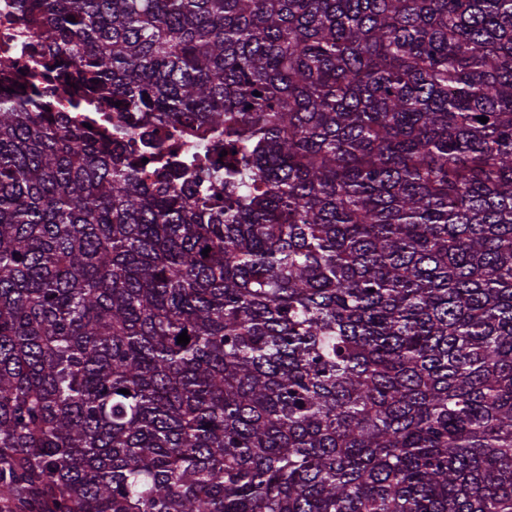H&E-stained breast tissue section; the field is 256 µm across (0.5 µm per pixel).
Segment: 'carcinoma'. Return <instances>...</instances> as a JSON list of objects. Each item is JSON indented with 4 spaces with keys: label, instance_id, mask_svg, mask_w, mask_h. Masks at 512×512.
<instances>
[{
    "label": "carcinoma",
    "instance_id": "carcinoma-1",
    "mask_svg": "<svg viewBox=\"0 0 512 512\" xmlns=\"http://www.w3.org/2000/svg\"><path fill=\"white\" fill-rule=\"evenodd\" d=\"M13 2L0 512H512V0ZM13 0L0 1V72L5 64L14 63L15 69L30 67V56L36 48L33 31L15 20Z\"/></svg>",
    "mask_w": 512,
    "mask_h": 512
}]
</instances>
